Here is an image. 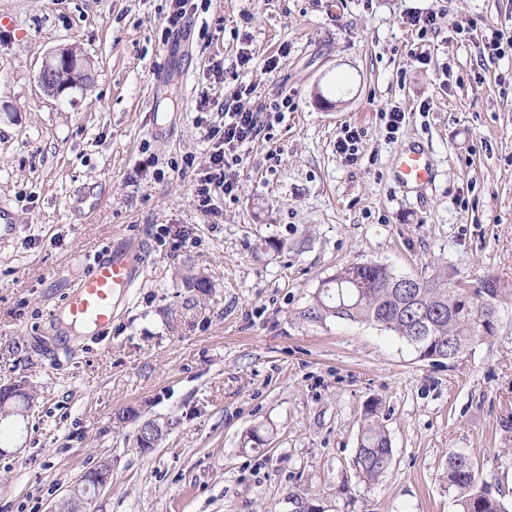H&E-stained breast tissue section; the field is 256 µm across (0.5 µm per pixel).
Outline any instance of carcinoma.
<instances>
[{
  "mask_svg": "<svg viewBox=\"0 0 512 512\" xmlns=\"http://www.w3.org/2000/svg\"><path fill=\"white\" fill-rule=\"evenodd\" d=\"M400 275L386 266L349 264L324 281L314 295L313 313L369 322L391 331L414 347L419 358L438 354L455 363L475 344L498 334L503 319L512 320V282L485 274L458 288L442 270L417 276V286L401 288ZM379 404H368L361 414L355 470L368 485H375L392 460L390 438L382 424ZM448 489L454 493L457 512H509L480 477L468 454L448 455Z\"/></svg>",
  "mask_w": 512,
  "mask_h": 512,
  "instance_id": "carcinoma-1",
  "label": "carcinoma"
}]
</instances>
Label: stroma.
<instances>
[{
  "label": "stroma",
  "instance_id": "1",
  "mask_svg": "<svg viewBox=\"0 0 512 512\" xmlns=\"http://www.w3.org/2000/svg\"><path fill=\"white\" fill-rule=\"evenodd\" d=\"M195 2L171 34L170 0H0V208L14 217L0 223V386L34 392L0 422V512H59L104 459L112 483L83 512H292L294 490L322 512H456L452 452L511 505L512 327L435 367L392 332L310 309L356 262L512 281V55L481 60L512 0ZM414 12L436 13L435 30L407 24ZM69 46L88 78L50 96L39 71ZM248 85L293 106L261 113L268 134L240 148L213 217L195 196L224 123L211 101ZM348 125L363 133L354 163L336 151ZM413 144L437 176L405 193L392 167ZM170 225L192 245L161 243ZM119 234L146 245L143 283L103 339L65 334L70 285ZM198 273L207 292L185 281ZM373 399L393 459L370 487L354 460ZM130 407L163 427L155 448L119 426Z\"/></svg>",
  "mask_w": 512,
  "mask_h": 512
}]
</instances>
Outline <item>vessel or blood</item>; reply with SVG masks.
I'll use <instances>...</instances> for the list:
<instances>
[{
	"mask_svg": "<svg viewBox=\"0 0 512 512\" xmlns=\"http://www.w3.org/2000/svg\"><path fill=\"white\" fill-rule=\"evenodd\" d=\"M434 175L428 152L417 144L398 157L392 170L394 182L406 191L428 186ZM146 264L141 239L117 236L109 252L95 258L90 273L74 283L63 308L68 326L106 334L116 318L117 297L143 279Z\"/></svg>",
	"mask_w": 512,
	"mask_h": 512,
	"instance_id": "b4317fda",
	"label": "vessel or blood"
}]
</instances>
